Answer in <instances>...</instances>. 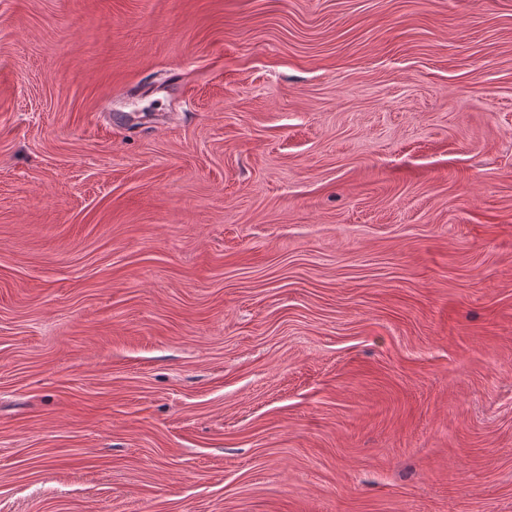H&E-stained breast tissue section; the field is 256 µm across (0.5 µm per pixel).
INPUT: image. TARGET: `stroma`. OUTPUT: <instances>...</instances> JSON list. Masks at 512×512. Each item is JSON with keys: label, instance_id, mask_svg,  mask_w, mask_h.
Listing matches in <instances>:
<instances>
[{"label": "stroma", "instance_id": "35a3bbf8", "mask_svg": "<svg viewBox=\"0 0 512 512\" xmlns=\"http://www.w3.org/2000/svg\"><path fill=\"white\" fill-rule=\"evenodd\" d=\"M0 512H512V0H0Z\"/></svg>", "mask_w": 512, "mask_h": 512}]
</instances>
